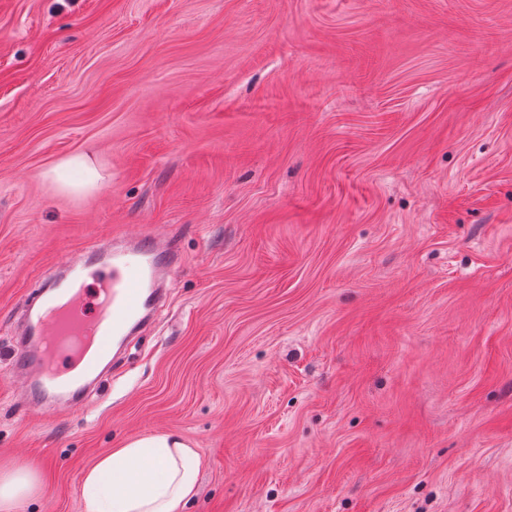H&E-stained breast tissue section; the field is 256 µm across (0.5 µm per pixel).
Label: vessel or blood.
Here are the masks:
<instances>
[{
  "instance_id": "1",
  "label": "vessel or blood",
  "mask_w": 512,
  "mask_h": 512,
  "mask_svg": "<svg viewBox=\"0 0 512 512\" xmlns=\"http://www.w3.org/2000/svg\"><path fill=\"white\" fill-rule=\"evenodd\" d=\"M179 262L174 241L138 238L92 269L73 255L53 265L39 301L24 305L25 338L12 352L16 376L29 391L60 398L61 408L76 407L114 340L134 334L161 304L159 272Z\"/></svg>"
}]
</instances>
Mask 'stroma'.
Segmentation results:
<instances>
[{"mask_svg":"<svg viewBox=\"0 0 512 512\" xmlns=\"http://www.w3.org/2000/svg\"><path fill=\"white\" fill-rule=\"evenodd\" d=\"M118 237L178 240L168 303L44 419L14 314ZM151 433L187 512H512V0H0V465L84 512ZM61 171L69 176L63 178ZM56 188L71 194H84L98 189L105 180V175L96 159L88 153H76L64 158L48 173Z\"/></svg>","mask_w":512,"mask_h":512,"instance_id":"1","label":"stroma"}]
</instances>
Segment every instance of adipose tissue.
<instances>
[{
	"label": "adipose tissue",
	"instance_id": "ef3b65f1",
	"mask_svg": "<svg viewBox=\"0 0 512 512\" xmlns=\"http://www.w3.org/2000/svg\"><path fill=\"white\" fill-rule=\"evenodd\" d=\"M48 176L58 190L71 194L94 191L105 180L96 159L83 152L64 158ZM200 468L196 448L176 435L125 441L85 471L84 512H185L197 493ZM42 494L41 481L29 468L0 469V512H17Z\"/></svg>",
	"mask_w": 512,
	"mask_h": 512
}]
</instances>
